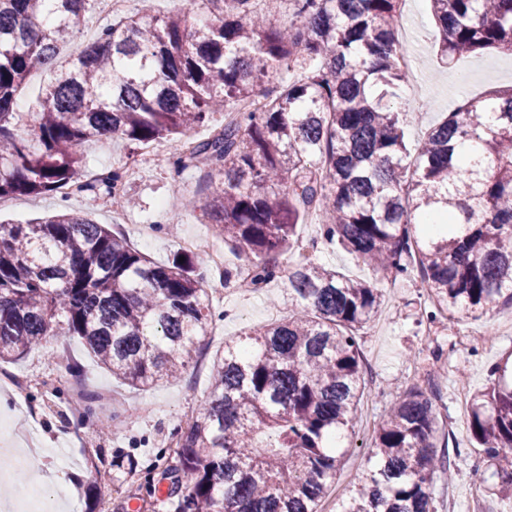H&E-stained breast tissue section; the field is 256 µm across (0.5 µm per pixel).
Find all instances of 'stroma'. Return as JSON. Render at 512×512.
<instances>
[{
	"label": "stroma",
	"instance_id": "35a3bbf8",
	"mask_svg": "<svg viewBox=\"0 0 512 512\" xmlns=\"http://www.w3.org/2000/svg\"><path fill=\"white\" fill-rule=\"evenodd\" d=\"M399 26L405 47L416 58L417 69L407 74L405 96L419 95L428 103L413 113L405 127L409 146H416L427 130L467 99L512 85V56L496 51L460 58L454 66L439 64L438 29L429 0H410ZM169 141L156 143L153 158L129 176L126 192L138 206L127 220L115 222L111 202L76 194L68 200L52 194L15 198L0 206V220L25 224L68 208L90 215L153 261L166 264L181 251L180 242L198 236L215 247L224 241L214 235L199 213L187 210V198L204 194L202 171L179 170L169 162ZM82 172L90 181L123 165L128 156L124 141L107 137L86 145ZM315 260L353 279L370 281L384 294L378 314L357 333L366 363L364 395L354 422L353 447L347 448L341 466L318 512H338L352 483L367 471L366 445L377 425L386 418L394 400L406 387L435 388L441 397L439 419L448 438L454 463L452 478L435 486L436 512H512V498L488 494L500 484L494 469L478 465V452L466 424L471 398L491 384L490 366L512 353V307L497 304L478 320L429 321L430 307L419 277L396 279L376 273L337 244H319ZM208 285L221 288L212 303L219 311L210 336L192 351L181 379L162 381L138 390L113 379L75 336H58L32 349L12 363L11 371L28 380L27 403L42 410L35 428L44 445L57 457L41 461L50 479L66 490L56 512H98L107 500L109 512H176L183 478L171 470L165 441L184 430L185 410L199 411L207 396V379L224 341L254 328L287 318L294 307L286 278H278L258 292L224 284L222 274L201 265ZM101 395L110 391L122 398L119 407L104 411L110 424L99 433L88 424L71 434V403L63 393L70 386ZM103 486L92 498L88 483Z\"/></svg>",
	"mask_w": 512,
	"mask_h": 512
}]
</instances>
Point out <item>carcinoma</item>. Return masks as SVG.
<instances>
[{"mask_svg":"<svg viewBox=\"0 0 512 512\" xmlns=\"http://www.w3.org/2000/svg\"><path fill=\"white\" fill-rule=\"evenodd\" d=\"M93 0H0V200L71 192L123 199L125 172L81 180L86 144L120 137L129 153L200 126L174 165L203 168L191 198L239 264L224 286L259 290L294 255L300 215L375 271L417 274L435 311L478 318L512 304V86L472 98L416 150L395 41L401 0H190L157 18L152 0L104 26L74 58ZM450 65L512 55V0H431ZM50 71L36 105L15 111L30 75ZM271 72L280 81L263 89ZM230 114L220 125L211 117ZM194 255L158 265L105 224L61 212L0 224V363L55 336H77L112 377L146 388L178 377L215 311ZM292 315L224 342L207 398L180 434L174 470L189 480L178 512H317L364 394L356 331L383 294L317 265H288ZM507 366L474 395L468 428L485 461L512 465ZM437 395L407 388L378 424L370 467L341 512H435L447 470ZM275 441L261 445L263 431Z\"/></svg>","mask_w":512,"mask_h":512,"instance_id":"obj_1","label":"carcinoma"}]
</instances>
